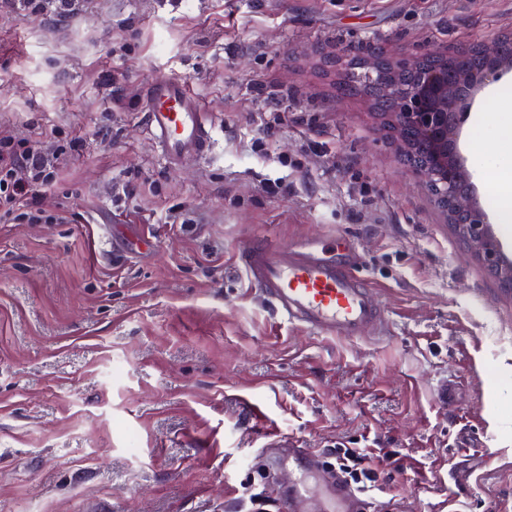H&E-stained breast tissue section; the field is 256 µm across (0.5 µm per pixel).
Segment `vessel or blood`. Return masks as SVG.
Here are the masks:
<instances>
[{
    "label": "vessel or blood",
    "instance_id": "1",
    "mask_svg": "<svg viewBox=\"0 0 512 512\" xmlns=\"http://www.w3.org/2000/svg\"><path fill=\"white\" fill-rule=\"evenodd\" d=\"M148 128L163 159L177 166L203 157L215 129L183 80L154 78L145 92ZM239 266L251 287L281 318L317 336L360 338L384 321L357 256H330L311 243L259 240L244 245ZM334 512H365L362 497L344 482L328 494Z\"/></svg>",
    "mask_w": 512,
    "mask_h": 512
}]
</instances>
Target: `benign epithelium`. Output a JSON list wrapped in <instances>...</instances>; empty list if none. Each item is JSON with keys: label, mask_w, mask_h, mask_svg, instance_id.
<instances>
[{"label": "benign epithelium", "mask_w": 512, "mask_h": 512, "mask_svg": "<svg viewBox=\"0 0 512 512\" xmlns=\"http://www.w3.org/2000/svg\"><path fill=\"white\" fill-rule=\"evenodd\" d=\"M484 65L478 72L465 67L450 76L439 69H418L405 61L386 69L377 68L366 81L371 96L393 117L394 129L406 152L414 146L406 141L407 131L417 132L427 146L423 158L413 163L416 178L430 187L445 208L448 223L478 253L495 274L500 287L512 292V261L507 259L486 212L479 206L471 175L458 157L455 130L458 116L466 111L476 91L498 81L512 70V51L497 38L483 47ZM414 71L410 82L402 74Z\"/></svg>", "instance_id": "7a95c632"}]
</instances>
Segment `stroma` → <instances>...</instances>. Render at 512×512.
<instances>
[{"mask_svg":"<svg viewBox=\"0 0 512 512\" xmlns=\"http://www.w3.org/2000/svg\"><path fill=\"white\" fill-rule=\"evenodd\" d=\"M510 34L512 0L0 9V135L54 124L87 146L45 193L64 223H0V512H242L253 491L283 512L295 479L320 500L332 472L273 462L274 440L326 461L339 443L391 451L370 512H512V292L415 178L391 116L337 89L378 51ZM159 75L215 127L177 168L143 109ZM494 94L512 97V72L458 135L490 216L512 169L479 116ZM257 237L354 242L382 337L284 322L236 265Z\"/></svg>","mask_w":512,"mask_h":512,"instance_id":"stroma-1","label":"stroma"}]
</instances>
